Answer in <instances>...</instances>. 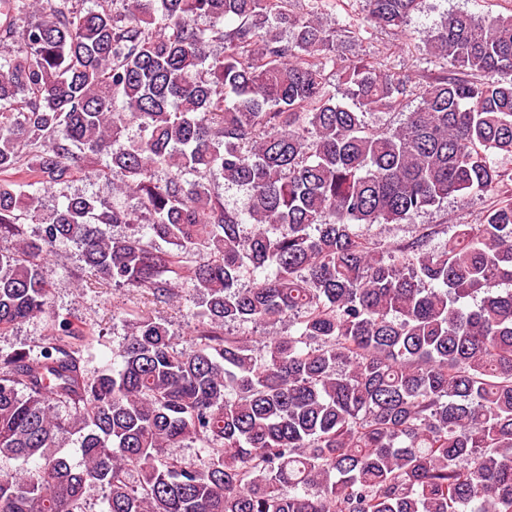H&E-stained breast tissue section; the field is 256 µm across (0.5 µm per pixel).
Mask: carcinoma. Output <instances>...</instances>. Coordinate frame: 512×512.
Returning a JSON list of instances; mask_svg holds the SVG:
<instances>
[{
	"mask_svg": "<svg viewBox=\"0 0 512 512\" xmlns=\"http://www.w3.org/2000/svg\"><path fill=\"white\" fill-rule=\"evenodd\" d=\"M117 2L0 0V333L51 316L60 244L157 302L186 286L197 329L180 349L134 312L95 372L65 320L0 353V512H85L95 488L100 512H512V195L437 243L356 231L512 180V15L448 17V75L419 86L344 62L340 103L325 71L355 30L287 0ZM367 3L401 30L418 0ZM412 95L399 126L370 120ZM89 173L138 210L92 193L43 215L41 191ZM244 323L269 331L226 330ZM212 188L214 194L224 200V204L228 205V207L244 209L247 200L243 190L235 186L224 185V180L221 178L213 182Z\"/></svg>",
	"mask_w": 512,
	"mask_h": 512,
	"instance_id": "obj_1",
	"label": "carcinoma"
}]
</instances>
